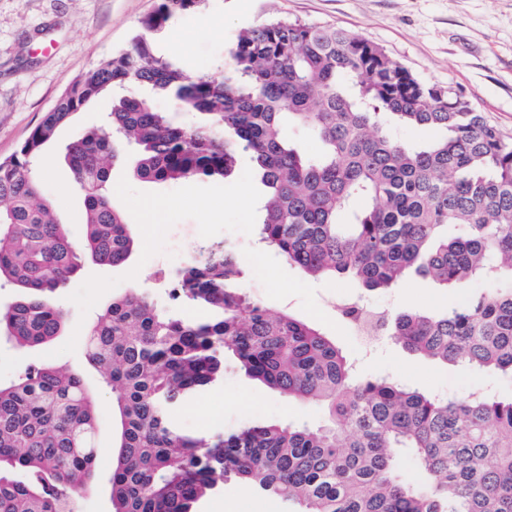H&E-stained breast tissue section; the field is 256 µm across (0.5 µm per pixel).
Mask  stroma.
<instances>
[{"mask_svg":"<svg viewBox=\"0 0 512 512\" xmlns=\"http://www.w3.org/2000/svg\"><path fill=\"white\" fill-rule=\"evenodd\" d=\"M159 0H0V158L11 156L81 75L113 52L126 48L141 19ZM288 17L343 27L382 46L391 57L428 83L460 92L472 107L512 136V0H206L198 11L176 20L158 36L161 54L208 70L241 28ZM99 107L77 113L46 145L36 163L67 223L81 241L82 194L64 161L66 146L97 127ZM114 198L139 240L129 261L118 267L82 262L58 302L67 331L49 345L21 350L0 343V380L26 366L65 365L97 389L99 455L95 493L79 498L77 512H109L108 471L117 453L118 420L112 394L84 358L82 330L112 298L132 289L153 291L157 271H175L176 257L198 244L222 240L243 261V288L269 310L287 312L317 325L354 361L359 378L387 374L433 392L466 399L492 389L512 394V379L469 369L462 363L434 365L410 354L391 337L362 345L336 314L340 296L366 295L367 304L397 315L411 308L430 311L441 300L456 301L469 286L442 288L428 277L410 275L396 288L363 293L350 278L317 280L305 275L258 241L263 187L248 156L224 183L157 185L135 179L131 165L112 166ZM324 411L287 398L233 368L223 380L177 413L187 431L230 432L248 423L304 420L322 424ZM200 512H280L278 501L254 498L229 484L199 506Z\"/></svg>","mask_w":512,"mask_h":512,"instance_id":"1","label":"stroma"}]
</instances>
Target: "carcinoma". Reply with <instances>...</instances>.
<instances>
[{
    "label": "carcinoma",
    "instance_id": "cac0c4a2",
    "mask_svg": "<svg viewBox=\"0 0 512 512\" xmlns=\"http://www.w3.org/2000/svg\"><path fill=\"white\" fill-rule=\"evenodd\" d=\"M205 0H161L130 46L81 76L19 149L0 160V337L19 348L67 329L57 290L81 255L129 260L137 239L112 192L111 162L136 156L154 184L222 182L242 155L267 189L259 239L312 277L369 292L410 271L443 286L493 283L444 312L384 317V334L435 362L512 377V137L450 88L337 27L276 18L245 27L205 72L158 54L154 35ZM110 95L100 126L66 147L83 192L84 238L57 217L34 163L57 127ZM166 97L180 124L158 110ZM310 130L308 154L289 138ZM433 132L410 142L397 131ZM450 224L463 233L448 238ZM235 247L200 244L154 293L112 299L85 331L89 364L112 390L118 453L110 512H196L234 481L281 512H512V396L464 400L388 376L358 380L336 340L240 287ZM249 377L321 406L325 423L182 430L176 413L224 378ZM98 399L65 367L0 383V512H75L97 463ZM413 462L420 479L401 471ZM23 471L26 479L15 477Z\"/></svg>",
    "mask_w": 512,
    "mask_h": 512
}]
</instances>
